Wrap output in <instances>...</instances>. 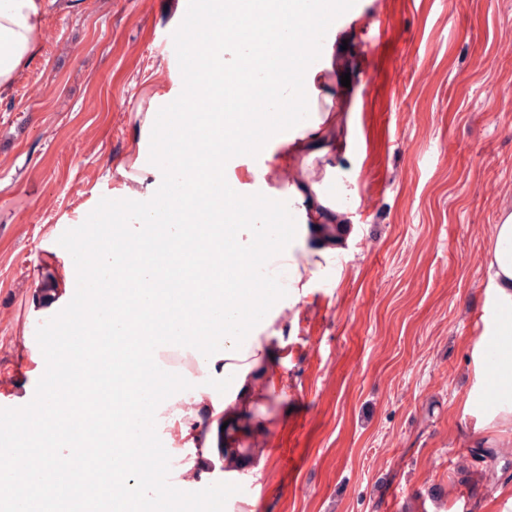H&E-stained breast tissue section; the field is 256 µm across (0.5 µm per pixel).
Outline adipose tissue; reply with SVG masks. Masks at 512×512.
Returning <instances> with one entry per match:
<instances>
[{"instance_id":"1","label":"adipose tissue","mask_w":512,"mask_h":512,"mask_svg":"<svg viewBox=\"0 0 512 512\" xmlns=\"http://www.w3.org/2000/svg\"><path fill=\"white\" fill-rule=\"evenodd\" d=\"M43 0H0V98L19 81L27 62L41 49ZM175 83L154 91L146 111L137 112L139 136L130 147V166H118L132 185L115 195L112 207L127 222L113 228L125 245L140 246L144 225L154 223V206L163 191L195 180H219L228 208L249 203L250 237L239 244L233 234L217 238L183 224L168 240L186 246L195 276L184 288L160 285L161 263L126 268L120 250L101 245L91 262L106 286L100 297L111 305L104 322L114 338L134 341V348L112 354L114 372L123 377V395H138L140 405L114 414L105 407L99 378H66L67 355L55 347L34 346L29 325H22L18 357L27 370L0 377V463L10 479L0 481V502L32 497V472H68L80 455L111 441L131 462L114 480L112 496L135 512L145 497L172 501L193 489L201 508L221 501L235 512H253L254 503L232 491L258 481L270 457L262 444L267 423L259 412L276 388L274 376L282 354L287 315L309 295L313 283L336 271L342 246L353 236L347 208L308 181L307 192L282 197L268 193L262 176L281 165L320 161L326 179L338 178L351 162L349 149L325 131L337 113L312 110L302 124L282 115L262 113L271 133L228 140L223 123L207 119L205 154L185 159L166 144L182 136V128H161L157 113L173 96L184 94ZM292 215L286 231H277V212ZM265 247L278 263L285 285L261 276L246 263L256 247ZM77 267L66 262L51 267L34 292L31 305L50 312L56 325L76 324ZM482 312L474 322L477 340L470 350L472 387L463 411L475 416L468 439L477 448L498 447L512 439V204L503 206L484 256ZM209 298L224 310V325L215 332L194 329L196 302ZM495 340L497 360L487 368L482 337ZM155 440L149 467L155 479L138 471L142 447ZM43 443L39 457L24 451Z\"/></svg>"}]
</instances>
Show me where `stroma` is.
Returning a JSON list of instances; mask_svg holds the SVG:
<instances>
[{
  "label": "stroma",
  "mask_w": 512,
  "mask_h": 512,
  "mask_svg": "<svg viewBox=\"0 0 512 512\" xmlns=\"http://www.w3.org/2000/svg\"><path fill=\"white\" fill-rule=\"evenodd\" d=\"M170 0H45L42 49L0 100V370L63 223L104 241L134 114L171 78ZM512 0H359L323 72L356 163L340 280L291 313L254 512H512V447L462 472L483 256L512 203ZM350 86H342V74Z\"/></svg>",
  "instance_id": "1"
}]
</instances>
